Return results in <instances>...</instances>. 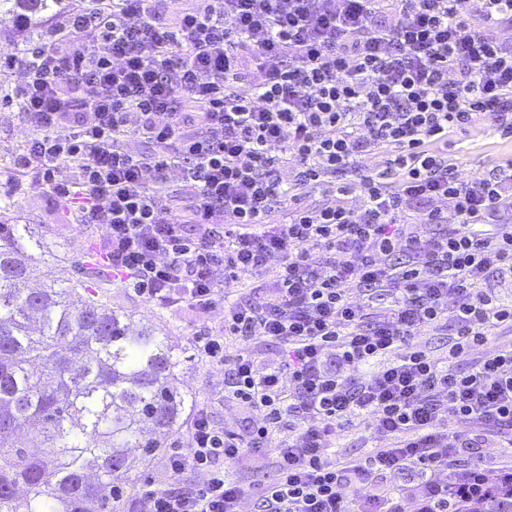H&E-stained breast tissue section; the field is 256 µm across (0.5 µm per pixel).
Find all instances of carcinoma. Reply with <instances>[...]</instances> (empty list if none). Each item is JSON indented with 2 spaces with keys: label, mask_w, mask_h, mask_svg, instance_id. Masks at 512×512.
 Returning <instances> with one entry per match:
<instances>
[{
  "label": "carcinoma",
  "mask_w": 512,
  "mask_h": 512,
  "mask_svg": "<svg viewBox=\"0 0 512 512\" xmlns=\"http://www.w3.org/2000/svg\"><path fill=\"white\" fill-rule=\"evenodd\" d=\"M59 0H0L31 25ZM24 224H0V512H109L162 448L186 399L169 336L45 279Z\"/></svg>",
  "instance_id": "cac0c4a2"
}]
</instances>
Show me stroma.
Segmentation results:
<instances>
[{
	"instance_id": "1",
	"label": "stroma",
	"mask_w": 512,
	"mask_h": 512,
	"mask_svg": "<svg viewBox=\"0 0 512 512\" xmlns=\"http://www.w3.org/2000/svg\"><path fill=\"white\" fill-rule=\"evenodd\" d=\"M13 84V79H0V192L8 194L12 202L11 210L0 215V221L28 225L38 243L30 255L33 268L40 274L50 273L56 286L73 288L81 278L83 266L93 263L102 270L107 267L97 245L101 228L96 224L77 223L39 186L16 176L12 160L31 136L32 127L15 107L6 103ZM511 150L499 138L481 133L455 137L448 154L456 160L459 170L468 174L492 169ZM88 293L121 308L134 322L149 321L163 326L172 338L174 356L179 362L176 369L179 391L194 405H208L216 424L243 427L245 412L224 399L223 368L202 359L192 345L193 333L223 324V307H216L202 317L180 306L162 307L146 301L113 280L93 283Z\"/></svg>"
}]
</instances>
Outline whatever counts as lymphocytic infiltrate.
<instances>
[{"label":"lymphocytic infiltrate","mask_w":512,"mask_h":512,"mask_svg":"<svg viewBox=\"0 0 512 512\" xmlns=\"http://www.w3.org/2000/svg\"><path fill=\"white\" fill-rule=\"evenodd\" d=\"M507 28L512 0H86L43 46L0 52L33 128L14 169L100 225L139 297L224 308L193 346L253 420L199 408L167 483L127 512L512 508V344L458 368L512 333V156L467 177L448 156L454 135L512 138ZM315 192L326 204H305ZM430 329L451 330L446 352L421 343ZM362 425L382 444L336 454ZM267 449L274 479L229 473ZM190 468L204 478L186 486Z\"/></svg>","instance_id":"1"}]
</instances>
